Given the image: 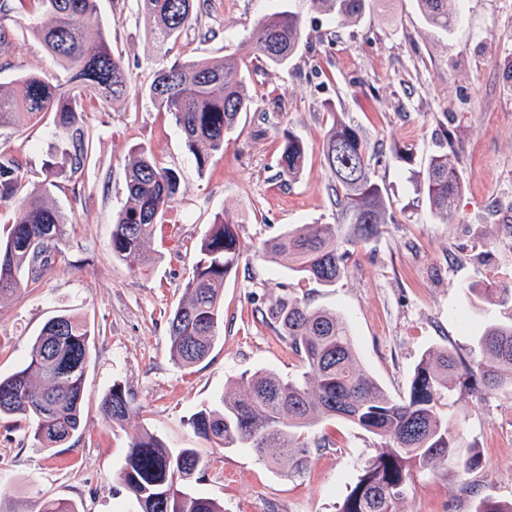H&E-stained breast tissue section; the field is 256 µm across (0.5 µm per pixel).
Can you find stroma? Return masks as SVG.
I'll return each instance as SVG.
<instances>
[{
	"mask_svg": "<svg viewBox=\"0 0 512 512\" xmlns=\"http://www.w3.org/2000/svg\"><path fill=\"white\" fill-rule=\"evenodd\" d=\"M285 3L303 18L301 47L287 66L254 62L243 71L251 109L205 169L171 115L137 90L159 56L152 23L135 0L99 2L134 89L119 106L87 103L89 162L79 183L53 186L46 178L43 163L56 140L51 116L0 130V151L23 164V192L42 193L69 219L61 242L66 263L0 301V375L24 365L56 314L80 318L91 334L74 436L44 448L28 420L0 417V512H40L50 499L74 502L79 512H139L117 475L132 438L146 431L171 450H197L193 489L224 512H337L376 455L377 437L343 420L323 421L306 434L305 473L291 477L247 449L214 447L189 424L242 375L269 369L286 380L302 377L300 356L262 316L270 301L288 296L340 312L360 368L394 399L407 394L426 350L445 347L473 364L480 358L474 338L485 324L512 322V298L489 306L474 294L492 281L512 284V0H460L462 19L446 37L425 24L415 0H369L346 25L312 0H206L176 51L224 58ZM47 20L19 6L0 17L13 32L9 54L0 56V84L21 72L64 83L65 72L30 27ZM337 116L377 146L374 178L393 221L352 249L347 277L324 288L259 250L300 225L337 223L322 152ZM288 132L306 148L292 179L279 174ZM447 134L458 147L463 185L454 220L442 224L428 207L425 172ZM141 148L181 175L144 273L117 260L111 247L112 217L126 202V164ZM221 215L238 226L241 257L224 281L212 352L183 367L170 355L168 318L185 296L202 238ZM115 384L134 400L120 425L102 408ZM447 412L461 446L477 449L483 464L467 470L452 461L416 472L400 512H475L485 499L512 502V393L459 385Z\"/></svg>",
	"mask_w": 512,
	"mask_h": 512,
	"instance_id": "35a3bbf8",
	"label": "stroma"
}]
</instances>
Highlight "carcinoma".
Here are the masks:
<instances>
[{
  "instance_id": "1",
  "label": "carcinoma",
  "mask_w": 512,
  "mask_h": 512,
  "mask_svg": "<svg viewBox=\"0 0 512 512\" xmlns=\"http://www.w3.org/2000/svg\"><path fill=\"white\" fill-rule=\"evenodd\" d=\"M36 5L51 16L34 34L67 72L65 83L51 85L36 74H23L0 85V130L41 114L53 115L61 139V155L45 162L50 182H78L85 171L89 137L84 99L96 94L106 104L124 101L130 88L127 66L112 51L100 24L99 0H16ZM153 21V40L161 63L142 91L168 112L199 169L224 151V139L251 98L241 76L253 61L286 66L305 32L292 10L263 18L240 52L222 60L184 61L173 54L195 19L198 0H135ZM330 18H358L367 0H313ZM426 24L437 33H452L459 22L457 0H416ZM323 155L331 177L337 224H305L266 242L262 256L284 262L288 269L324 288L347 275L350 248L366 244L393 221L380 185L373 179L372 152L359 128L336 118L326 133ZM306 149L293 134L285 136L281 174L296 177ZM22 184V164L0 152V202L15 197ZM430 211L443 224L455 217L454 203L462 186L457 157L442 151L431 156L426 170ZM180 189L178 171L160 165L141 150L126 167V203L113 218L112 254L132 270L151 262V244L164 212ZM68 224L65 215L40 195L19 201V214L0 235V300L29 287L65 261L59 247ZM241 243L236 224L215 219L199 247L186 284V297L169 318L171 356L184 367L204 360L214 347L223 321L224 279L238 265ZM512 289L490 282L477 289L484 303L505 300ZM266 315L278 335L288 339L307 372L303 380H285L271 370L241 377L235 390L224 392L215 407L196 412L194 431L220 448H248L262 458L288 464V473H304L308 442L302 430L324 419L338 418L383 440L339 512H398L414 473L437 463L459 461L467 469L481 465V455L460 446L448 426V394L454 381L476 383L485 391L512 389V323L490 322L475 338L482 359L468 366L448 349L424 353L415 367L408 395L399 400L359 368L350 328L337 312L311 308L297 298L280 297ZM90 358V334L84 321L69 314L49 319L37 336L24 366L0 377V415H21L34 428L33 438L53 448L71 438L81 425L84 374ZM116 424L133 412V399L120 385L103 401ZM200 465L196 449L173 453L153 434L135 437L119 480L134 496L141 512H224L214 499L189 488Z\"/></svg>"
}]
</instances>
